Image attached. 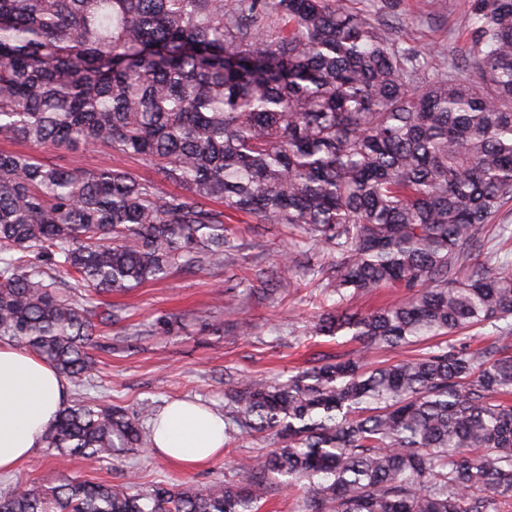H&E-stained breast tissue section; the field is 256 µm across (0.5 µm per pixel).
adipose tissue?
Segmentation results:
<instances>
[{
    "instance_id": "obj_1",
    "label": "adipose tissue",
    "mask_w": 512,
    "mask_h": 512,
    "mask_svg": "<svg viewBox=\"0 0 512 512\" xmlns=\"http://www.w3.org/2000/svg\"><path fill=\"white\" fill-rule=\"evenodd\" d=\"M69 383L34 353L0 342V471L20 467L43 447L49 423L65 406ZM151 450L187 467L224 455V418L187 400L170 402L152 426Z\"/></svg>"
}]
</instances>
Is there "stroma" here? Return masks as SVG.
I'll return each instance as SVG.
<instances>
[{"label": "stroma", "mask_w": 512, "mask_h": 512, "mask_svg": "<svg viewBox=\"0 0 512 512\" xmlns=\"http://www.w3.org/2000/svg\"><path fill=\"white\" fill-rule=\"evenodd\" d=\"M351 6L388 23L402 46L427 52V75L447 73L455 65L465 41L467 0H352ZM54 156L66 166L94 170L113 165L144 178L153 175L143 162L112 157L101 146L60 149ZM229 225L239 249L224 268L175 273L110 295V302L122 307L123 318L104 328L93 351L92 394L131 413L146 401L161 407L179 398L220 412L227 374L284 381L312 366L315 358L357 355L359 343L348 338L310 335L314 317L332 300L325 288L305 275L301 253L282 262L287 232L240 214L233 215ZM283 278L292 280L293 288L270 290L269 280ZM167 314L177 317L174 332L149 334L156 319ZM272 445L269 439L243 436L225 448L223 457L193 469L145 446L123 454L118 465L94 471L81 459H58L40 448L15 472L0 474V491L20 480L53 486L71 474L112 484L132 482L143 489L157 482L205 488L233 476L242 458L266 452Z\"/></svg>", "instance_id": "stroma-1"}]
</instances>
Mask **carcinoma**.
Returning a JSON list of instances; mask_svg holds the SVG:
<instances>
[{
    "label": "carcinoma",
    "mask_w": 512,
    "mask_h": 512,
    "mask_svg": "<svg viewBox=\"0 0 512 512\" xmlns=\"http://www.w3.org/2000/svg\"><path fill=\"white\" fill-rule=\"evenodd\" d=\"M345 3L0 0V140L102 145L160 176L0 151V339L83 390L49 452L94 469L144 444L151 403L84 392L95 336L121 319L102 297L223 268L233 213L335 258L305 268L336 295L312 335L430 343L240 377L224 440L277 447L203 490L67 476L14 486L0 512H259L299 484L297 512H512V356L450 340L512 334V272L473 262L512 201V0H469L463 75L426 81L419 51ZM385 287L403 298L342 308ZM418 347H401V348H389V347H377L366 353L367 359L370 362L376 364L391 363L396 360L405 358L407 356L414 355L418 352L414 350Z\"/></svg>",
    "instance_id": "cac0c4a2"
}]
</instances>
